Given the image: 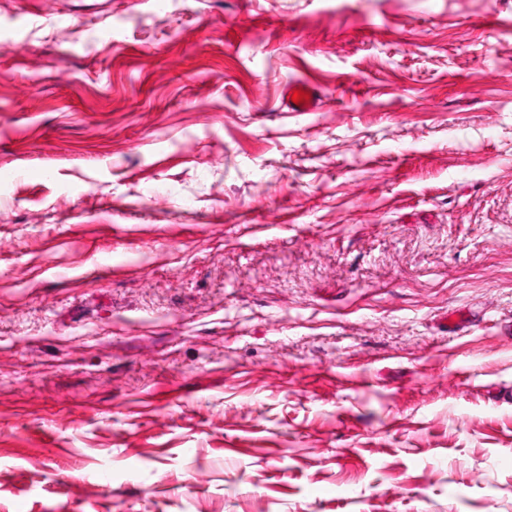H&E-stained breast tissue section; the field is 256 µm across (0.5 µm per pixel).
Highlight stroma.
<instances>
[{"mask_svg":"<svg viewBox=\"0 0 512 512\" xmlns=\"http://www.w3.org/2000/svg\"><path fill=\"white\" fill-rule=\"evenodd\" d=\"M0 512H512V0H0ZM294 91H302L309 94V99H304V102L293 103L291 97ZM288 98L286 101V108L291 112H315L320 104V94L315 86L307 82H294L290 83L287 88Z\"/></svg>","mask_w":512,"mask_h":512,"instance_id":"stroma-1","label":"stroma"}]
</instances>
